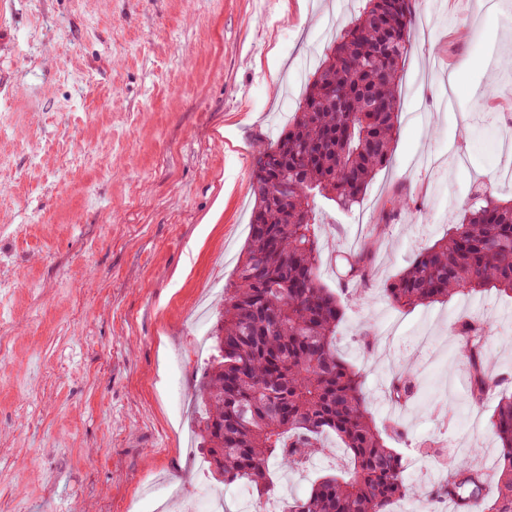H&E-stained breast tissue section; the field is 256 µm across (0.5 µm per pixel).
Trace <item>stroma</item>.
I'll list each match as a JSON object with an SVG mask.
<instances>
[{"label": "stroma", "instance_id": "35a3bbf8", "mask_svg": "<svg viewBox=\"0 0 512 512\" xmlns=\"http://www.w3.org/2000/svg\"><path fill=\"white\" fill-rule=\"evenodd\" d=\"M390 166L361 206L317 199L323 284L337 250L376 241L339 350L360 368L400 454L436 437L496 468L498 399L467 400L453 366L461 317L490 316L495 375L512 377V297L487 290L400 311L382 289L502 177L512 125L472 122L512 89V23L480 0H416ZM356 0H0V512H186L240 507L211 474L195 394L224 286L248 238L251 171L297 110ZM407 196L414 212L390 213ZM369 326L394 360L357 339ZM437 356L402 401L388 389L420 330ZM313 465L272 466L280 497L346 468L336 440Z\"/></svg>", "mask_w": 512, "mask_h": 512}]
</instances>
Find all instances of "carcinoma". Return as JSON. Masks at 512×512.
Listing matches in <instances>:
<instances>
[{"instance_id":"carcinoma-1","label":"carcinoma","mask_w":512,"mask_h":512,"mask_svg":"<svg viewBox=\"0 0 512 512\" xmlns=\"http://www.w3.org/2000/svg\"><path fill=\"white\" fill-rule=\"evenodd\" d=\"M343 36L331 43L309 80L298 110L276 143L259 153L251 173L254 205L236 280L224 289L222 320L198 387L199 437L210 470L225 485L246 484L260 499L278 495L270 464L295 470L336 435L351 467L319 478L282 512H392L404 497L440 502L462 494L461 482L424 488L406 484L391 441L402 423L376 422L362 374L339 353L343 318L338 295L320 278V196L337 207L360 205L391 162L399 124L401 65L415 16L413 0H363ZM375 242L337 252L349 301L370 281ZM512 296V203L479 190L445 236L422 250L383 288L399 310L488 289ZM490 319L465 317L452 326L458 359L469 376V402L500 399L490 421L500 448L495 494L480 512H512V391L486 371L483 338ZM417 385L415 368L395 376L391 391ZM471 448L455 459L457 477L478 487Z\"/></svg>"}]
</instances>
